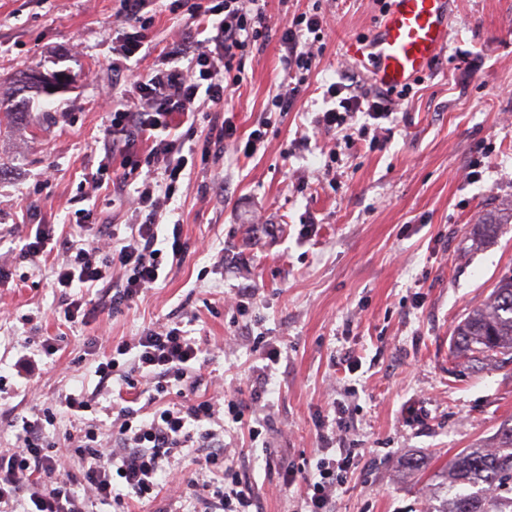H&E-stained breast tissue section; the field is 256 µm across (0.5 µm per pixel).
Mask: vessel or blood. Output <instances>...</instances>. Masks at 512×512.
Wrapping results in <instances>:
<instances>
[{"label": "vessel or blood", "mask_w": 512, "mask_h": 512, "mask_svg": "<svg viewBox=\"0 0 512 512\" xmlns=\"http://www.w3.org/2000/svg\"><path fill=\"white\" fill-rule=\"evenodd\" d=\"M373 35L345 45L346 56L365 66L386 89L402 87L430 72L448 47L453 0H388Z\"/></svg>", "instance_id": "obj_1"}]
</instances>
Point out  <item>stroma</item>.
<instances>
[{"instance_id":"stroma-1","label":"stroma","mask_w":512,"mask_h":512,"mask_svg":"<svg viewBox=\"0 0 512 512\" xmlns=\"http://www.w3.org/2000/svg\"><path fill=\"white\" fill-rule=\"evenodd\" d=\"M171 3L154 0L147 47L118 61L113 48L127 31L120 0H0V104L10 105L20 72L69 77L54 95L33 96L27 116L0 121V266L11 273L0 281V375L11 386L0 396V449L15 444L16 420L36 404L81 391L98 403L99 435L110 441L112 392L99 388L86 341L108 353L178 322L208 360L196 390L203 399L249 388L257 339L282 351L245 415L264 420V449L247 429L224 434L257 487L259 512H297L319 457L318 419L337 401L358 456L333 512H429L448 462L496 447L512 426V365L478 370L451 349L461 319L512 275V125L503 123L512 115V0H457L447 51L416 95L379 121L374 147L341 144L340 133L310 121L324 106L321 85L367 77L344 45L373 34L375 0H267L270 37L244 57L245 80L225 106L243 138L267 118L263 145L250 157L228 146L196 164L162 218L181 224L182 262L117 310L111 289L83 291L96 313L71 325L53 314L64 301L53 286L60 257L17 258L22 216L68 225L89 209L94 236L126 222L133 190L116 198L91 188L107 126L101 98L134 97L127 70L150 68L185 26ZM316 7L330 26L316 66L287 111H268L285 77L284 20ZM49 167L56 176L47 183ZM490 210L503 223L475 242ZM244 288L257 298L243 315ZM46 339L57 353L18 377L16 361ZM291 466L299 473L287 485Z\"/></svg>"}]
</instances>
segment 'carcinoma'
<instances>
[{"instance_id":"1","label":"carcinoma","mask_w":512,"mask_h":512,"mask_svg":"<svg viewBox=\"0 0 512 512\" xmlns=\"http://www.w3.org/2000/svg\"><path fill=\"white\" fill-rule=\"evenodd\" d=\"M66 84L63 73L18 79L16 113L28 111V93ZM456 353L469 362L505 366L512 363V276L503 277L487 301L472 309L455 329ZM446 497L433 512H512V427L502 431L495 448H469L445 471Z\"/></svg>"}]
</instances>
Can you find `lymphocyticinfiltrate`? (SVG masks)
<instances>
[{
  "instance_id": "lymphocytic-infiltrate-1",
  "label": "lymphocytic infiltrate",
  "mask_w": 512,
  "mask_h": 512,
  "mask_svg": "<svg viewBox=\"0 0 512 512\" xmlns=\"http://www.w3.org/2000/svg\"><path fill=\"white\" fill-rule=\"evenodd\" d=\"M150 0H121V15L129 30L115 46L124 59L135 56L147 35L143 16ZM211 21L214 30L204 46L188 50L185 39L172 40L160 62L133 82L137 98L113 108L110 124L100 147L99 174H109L113 161L123 172L112 181L113 193L135 187V206L123 230H112L106 245H99L81 233L92 213L81 210L74 233L56 237L52 225H37L26 234L19 250L26 261H35L50 244L65 255L56 268L58 288H94L121 273V285L113 307L131 303L145 288L161 277L166 262H180L183 256L181 227L173 225L163 233L160 218L167 200L179 188L189 165L208 162L223 153L225 144L237 141L230 121L210 120L201 146L190 143L197 132L202 103L223 108L227 96L243 81L234 62L238 56L262 45L268 35L265 0H196L189 10L186 26ZM325 17L321 12L302 13L285 21L280 38L287 70L305 74L316 61L314 43L322 39ZM189 56L186 68L176 67L179 57ZM411 86L383 93H356L350 85L334 82L325 90L329 108L316 112L314 128L342 132L346 142L369 137L372 121L388 118L398 102L411 94ZM365 123H358V114ZM147 150L148 162L159 177L141 172L136 158ZM125 365H118L117 356ZM205 360L195 338L180 324L162 330H145L134 342H119L112 355L99 358L95 373L100 382H118L133 389L148 381L149 402L171 393L194 390ZM64 406L82 424L67 437V455L45 435L53 423L52 408L23 419L14 448L0 450V512H89L88 501L126 512L127 502L156 499L164 476L172 475L176 458L194 456L204 470V480H189L193 492L192 512H254L256 497L252 484L242 477L233 460L224 455V434L214 429L217 412L232 422H242L248 409L239 396L226 397L223 405L209 400L185 401L155 412L152 419L141 417L130 405L118 407L112 421L115 448L104 447L98 434L92 398L82 394L65 397ZM346 412L334 407L332 416L322 417L321 456L316 475L309 483L300 512H332V499L345 487L355 451L341 436ZM87 486L91 494L79 495L76 485Z\"/></svg>"
}]
</instances>
